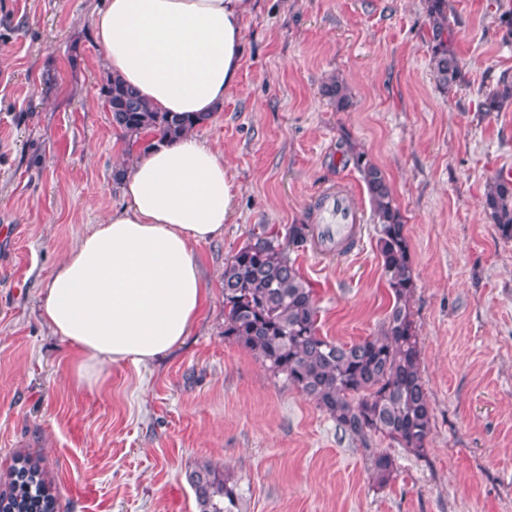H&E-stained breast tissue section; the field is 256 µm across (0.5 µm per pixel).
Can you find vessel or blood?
<instances>
[{"instance_id": "vessel-or-blood-1", "label": "vessel or blood", "mask_w": 512, "mask_h": 512, "mask_svg": "<svg viewBox=\"0 0 512 512\" xmlns=\"http://www.w3.org/2000/svg\"><path fill=\"white\" fill-rule=\"evenodd\" d=\"M360 215L343 190L328 192L324 197L323 222L316 227V240L322 253L345 255L357 245L356 229Z\"/></svg>"}]
</instances>
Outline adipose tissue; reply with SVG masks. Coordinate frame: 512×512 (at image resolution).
<instances>
[{
  "label": "adipose tissue",
  "instance_id": "obj_1",
  "mask_svg": "<svg viewBox=\"0 0 512 512\" xmlns=\"http://www.w3.org/2000/svg\"><path fill=\"white\" fill-rule=\"evenodd\" d=\"M250 0H106L93 21L113 76L165 112L212 113L234 89ZM124 208L85 234L48 278L41 314L77 352L76 386L104 366L180 346L206 299L195 249L235 200L224 154L193 134L139 152Z\"/></svg>",
  "mask_w": 512,
  "mask_h": 512
}]
</instances>
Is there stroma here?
<instances>
[{"label": "stroma", "instance_id": "stroma-1", "mask_svg": "<svg viewBox=\"0 0 512 512\" xmlns=\"http://www.w3.org/2000/svg\"><path fill=\"white\" fill-rule=\"evenodd\" d=\"M103 0H0V492L38 461L55 512H200L188 480L212 467L241 512H512V241L480 205L512 168V106L482 103L512 71V0H448L461 75L440 88L427 0H252L235 90L194 131L237 189L224 232L196 248L207 305L183 345L119 362L98 389L71 381L73 351L39 311L55 267L123 199L135 155L101 95ZM346 108L324 96L329 78ZM382 169L406 224L411 309L433 430L426 455L369 446L246 349L224 340V266L254 230L320 222L324 192L352 186L361 246L294 256L321 335L377 333L392 297L353 156ZM394 457L372 483L368 451Z\"/></svg>", "mask_w": 512, "mask_h": 512}]
</instances>
